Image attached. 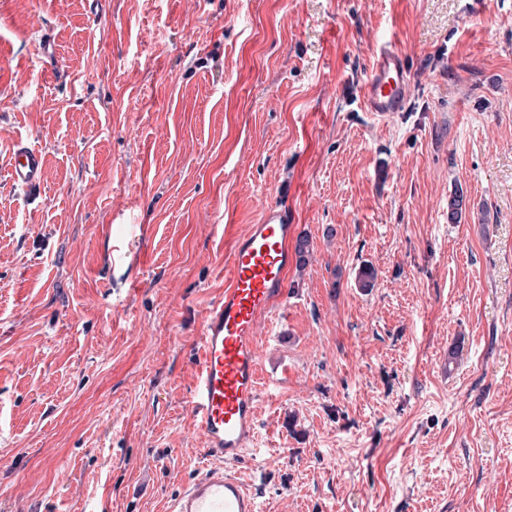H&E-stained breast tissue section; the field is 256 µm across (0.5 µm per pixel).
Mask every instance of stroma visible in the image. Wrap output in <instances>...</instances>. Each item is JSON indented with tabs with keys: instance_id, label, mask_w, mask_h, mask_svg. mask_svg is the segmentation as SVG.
I'll list each match as a JSON object with an SVG mask.
<instances>
[{
	"instance_id": "obj_1",
	"label": "stroma",
	"mask_w": 512,
	"mask_h": 512,
	"mask_svg": "<svg viewBox=\"0 0 512 512\" xmlns=\"http://www.w3.org/2000/svg\"><path fill=\"white\" fill-rule=\"evenodd\" d=\"M278 198L310 254L257 329L262 512H512V0H0V512H165L207 466L196 344ZM409 97V69L405 58L393 46L385 44L364 83L360 108L378 118L402 112ZM46 171V159L42 149L15 139L11 154L12 182L33 196L40 193Z\"/></svg>"
}]
</instances>
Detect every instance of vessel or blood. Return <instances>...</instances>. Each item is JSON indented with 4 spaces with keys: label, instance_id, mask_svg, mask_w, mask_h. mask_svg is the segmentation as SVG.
Here are the masks:
<instances>
[{
    "label": "vessel or blood",
    "instance_id": "b4317fda",
    "mask_svg": "<svg viewBox=\"0 0 512 512\" xmlns=\"http://www.w3.org/2000/svg\"><path fill=\"white\" fill-rule=\"evenodd\" d=\"M409 70L403 55L384 45L364 83L360 108L378 118L403 111ZM46 171L42 149L15 139L11 179L28 195L40 193ZM294 216L281 201L266 205L257 224L231 248L223 295L206 310L196 352L190 410L203 442L206 467L172 500L168 512H260L253 487L235 473L250 455L260 391L256 329L286 294L285 277L296 263Z\"/></svg>",
    "mask_w": 512,
    "mask_h": 512
}]
</instances>
